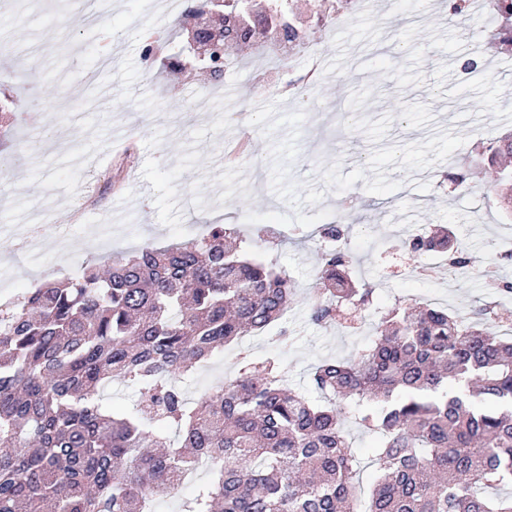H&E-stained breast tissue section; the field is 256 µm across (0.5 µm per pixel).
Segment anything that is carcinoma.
<instances>
[{
	"label": "carcinoma",
	"mask_w": 512,
	"mask_h": 512,
	"mask_svg": "<svg viewBox=\"0 0 512 512\" xmlns=\"http://www.w3.org/2000/svg\"><path fill=\"white\" fill-rule=\"evenodd\" d=\"M226 236L215 224L200 240L111 254L104 272L87 265L0 305V512H151L201 466L209 479L185 512H512V495L494 493L512 486V338L486 327L492 302L470 317L393 309L355 357L313 367L325 404L271 361L244 363L188 402L181 383L193 368L280 319L294 290ZM404 246L470 265L445 234ZM349 267L341 249L321 254L313 323L372 302ZM114 377L136 390L133 409L107 404ZM461 379L480 406L448 395ZM336 398L379 403L357 416L378 434L365 507Z\"/></svg>",
	"instance_id": "cac0c4a2"
}]
</instances>
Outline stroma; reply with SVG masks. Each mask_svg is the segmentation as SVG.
<instances>
[{"label":"stroma","mask_w":512,"mask_h":512,"mask_svg":"<svg viewBox=\"0 0 512 512\" xmlns=\"http://www.w3.org/2000/svg\"><path fill=\"white\" fill-rule=\"evenodd\" d=\"M156 0H112L107 24L86 25L80 9L52 0H0V120L13 159L0 168V303L33 284L78 273L87 261L143 243L167 246L207 234L212 224L236 230L246 246L285 270L295 291L279 327L287 340L245 336L199 368L184 385L188 401L233 377L241 360L276 359L288 382L309 391L312 368L329 357L350 358L370 345L374 328L397 307L441 299L457 314L496 303L495 331L512 325V293L490 296L483 271L512 281V205L500 189L467 188L451 176L478 171L488 143L511 130L495 118L500 91L512 89V45L502 43L478 13L449 4L426 14L410 48L378 54L374 24L359 19L321 30L322 78L305 104L293 98L308 73L294 66L253 67L238 75L207 70L182 79L161 61L145 60L140 28L167 26ZM112 54L111 98L80 78L99 51ZM492 65L490 76L465 75L467 60ZM226 85L254 128L252 160L224 163L235 132L224 129L213 95ZM100 163L106 192L86 219L69 221L81 162ZM39 209L61 232L43 237L37 259L22 255L14 234ZM342 220L351 274L375 289L365 310L341 308L336 324L317 325L318 231ZM108 224L94 237L88 228ZM449 228L453 246L472 261L454 281L424 280L421 262L403 243ZM358 458V492L374 482V440L342 407Z\"/></svg>","instance_id":"obj_1"}]
</instances>
